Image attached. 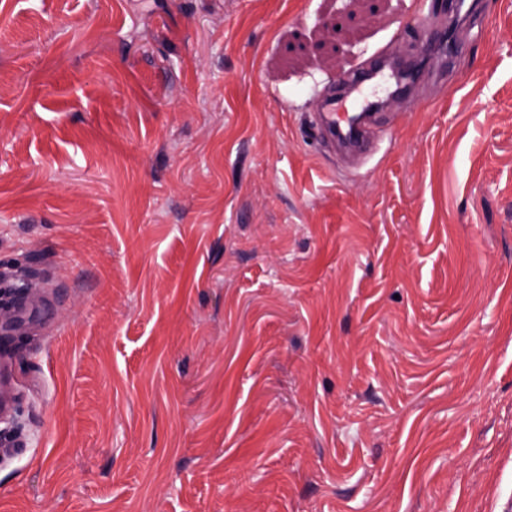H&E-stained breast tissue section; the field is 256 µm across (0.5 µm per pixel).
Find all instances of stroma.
<instances>
[{"label":"stroma","instance_id":"1","mask_svg":"<svg viewBox=\"0 0 512 512\" xmlns=\"http://www.w3.org/2000/svg\"><path fill=\"white\" fill-rule=\"evenodd\" d=\"M418 0H0V512H512V0L349 161ZM321 95V109L311 120L314 131L329 146L335 147L337 144L345 150L362 151L369 144L367 131L371 111L375 110L380 101L365 102L360 112L341 113L337 112L341 105L339 100H336L335 83L327 86Z\"/></svg>","mask_w":512,"mask_h":512}]
</instances>
